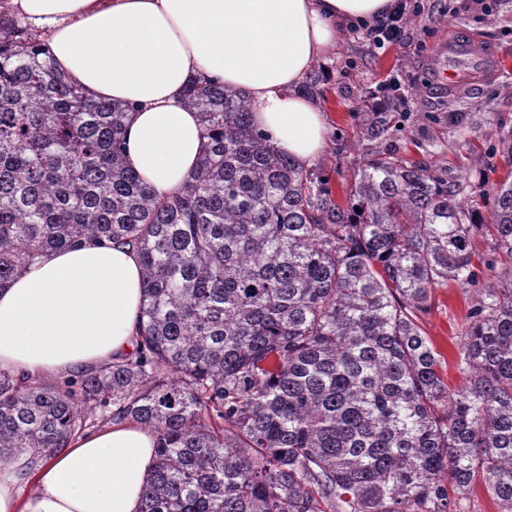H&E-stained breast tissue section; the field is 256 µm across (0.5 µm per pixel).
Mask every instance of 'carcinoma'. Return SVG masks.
I'll return each mask as SVG.
<instances>
[{
	"mask_svg": "<svg viewBox=\"0 0 512 512\" xmlns=\"http://www.w3.org/2000/svg\"><path fill=\"white\" fill-rule=\"evenodd\" d=\"M205 139L157 195L124 157L133 106L94 100L0 13V286L87 241L139 254L137 350L63 382L0 370V464L131 420L155 435L141 512H512V180L463 184L376 150L349 202L194 82ZM391 113H363L365 140ZM490 252L475 251L477 239ZM478 294L448 391L421 327L434 290Z\"/></svg>",
	"mask_w": 512,
	"mask_h": 512,
	"instance_id": "obj_1",
	"label": "carcinoma"
}]
</instances>
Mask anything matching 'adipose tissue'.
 <instances>
[{
  "mask_svg": "<svg viewBox=\"0 0 512 512\" xmlns=\"http://www.w3.org/2000/svg\"><path fill=\"white\" fill-rule=\"evenodd\" d=\"M393 0H0L41 31L59 68L90 95L134 104L128 163L157 195L183 185L202 126L182 94L205 78L250 94L252 120L302 165L327 142L298 87L343 27ZM143 299L138 256L93 243L47 252L0 287V370L62 378L132 352ZM155 438L109 424L39 461L0 469V512H141Z\"/></svg>",
  "mask_w": 512,
  "mask_h": 512,
  "instance_id": "obj_1",
  "label": "adipose tissue"
}]
</instances>
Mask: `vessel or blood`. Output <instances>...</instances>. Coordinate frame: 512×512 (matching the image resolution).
Listing matches in <instances>:
<instances>
[{"label":"vessel or blood","instance_id":"obj_1","mask_svg":"<svg viewBox=\"0 0 512 512\" xmlns=\"http://www.w3.org/2000/svg\"><path fill=\"white\" fill-rule=\"evenodd\" d=\"M499 71L500 57L496 52L477 38L455 36L439 47L431 78L434 85L452 95Z\"/></svg>","mask_w":512,"mask_h":512}]
</instances>
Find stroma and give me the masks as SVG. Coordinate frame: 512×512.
Listing matches in <instances>:
<instances>
[{"mask_svg":"<svg viewBox=\"0 0 512 512\" xmlns=\"http://www.w3.org/2000/svg\"><path fill=\"white\" fill-rule=\"evenodd\" d=\"M461 34L494 47L502 67L496 77L450 98L432 89L425 75L436 48ZM319 63L327 77L315 101L326 118L329 145L313 166L337 202H345L354 171L372 151L358 139L359 112L375 83L385 80L399 83L402 94L396 107L400 121L387 138L399 156L462 179L464 199L477 203L512 176V160L500 146L501 139H512V0H493L488 7L475 0H419L401 44L373 52L362 33L347 27ZM473 303V295L449 284L435 290L423 317L422 328L444 357V379L452 388L465 382L456 362Z\"/></svg>","mask_w":512,"mask_h":512,"instance_id":"stroma-1","label":"stroma"}]
</instances>
